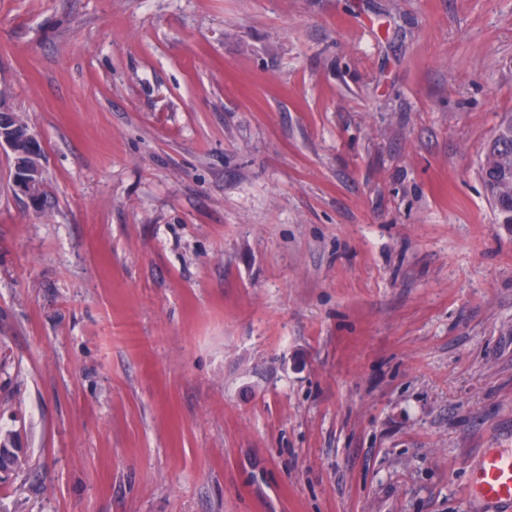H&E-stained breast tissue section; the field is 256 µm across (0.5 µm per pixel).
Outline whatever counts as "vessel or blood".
<instances>
[{"mask_svg": "<svg viewBox=\"0 0 512 512\" xmlns=\"http://www.w3.org/2000/svg\"><path fill=\"white\" fill-rule=\"evenodd\" d=\"M469 491L494 512H512V451L486 452L471 473Z\"/></svg>", "mask_w": 512, "mask_h": 512, "instance_id": "b4317fda", "label": "vessel or blood"}]
</instances>
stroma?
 I'll return each instance as SVG.
<instances>
[{"instance_id":"stroma-1","label":"stroma","mask_w":512,"mask_h":512,"mask_svg":"<svg viewBox=\"0 0 512 512\" xmlns=\"http://www.w3.org/2000/svg\"><path fill=\"white\" fill-rule=\"evenodd\" d=\"M0 102V512H484L512 0H0ZM12 122V111L0 103V147L4 145L13 153L18 144L24 143L29 151L27 156L37 155L40 145L37 138L28 129L20 130L17 125H12ZM482 179L499 223L512 225V113H506L486 150ZM41 168H30L26 170V176L22 179H18L14 182L16 190L25 196L29 202L34 206L37 202V191L39 188ZM41 189H40V205L44 198V192L42 190L43 176L41 172Z\"/></svg>"}]
</instances>
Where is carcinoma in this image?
I'll use <instances>...</instances> for the list:
<instances>
[{"label":"carcinoma","mask_w":512,"mask_h":512,"mask_svg":"<svg viewBox=\"0 0 512 512\" xmlns=\"http://www.w3.org/2000/svg\"><path fill=\"white\" fill-rule=\"evenodd\" d=\"M482 179L499 223L512 225V113L502 119L486 150Z\"/></svg>","instance_id":"obj_1"}]
</instances>
